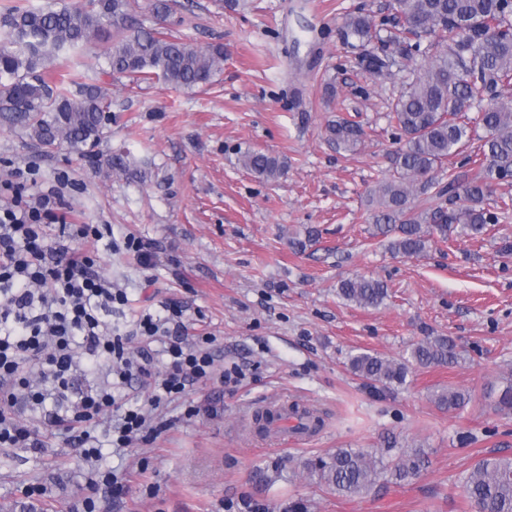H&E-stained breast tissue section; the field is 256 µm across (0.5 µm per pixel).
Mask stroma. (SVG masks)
Here are the masks:
<instances>
[{"mask_svg":"<svg viewBox=\"0 0 512 512\" xmlns=\"http://www.w3.org/2000/svg\"><path fill=\"white\" fill-rule=\"evenodd\" d=\"M136 0L135 25L164 28L197 47L221 46L210 84L176 88L163 79L136 84L103 75L110 39L73 52L75 69L102 88L112 112L106 139L91 147L48 148L24 121L0 114V207L17 172L30 193L61 187L59 215L102 233L96 269L126 289L130 306L103 313L130 335L134 312L183 309L181 332L210 336L216 369L238 363L234 387L197 388L163 409L170 428L152 442L113 448L108 422L94 431L96 467L132 472L128 493L100 489V512H237L241 497L263 512H471L462 478L486 457L512 458V413L495 409V392L512 378V181L483 203L497 224L480 237L462 231L407 258L374 235L368 193L398 147L385 119L422 56L372 73L364 49L341 31L352 14L389 17L391 0H171L167 19ZM363 124L356 150L336 152L326 126L336 117ZM279 156L287 167L263 180L239 162L246 149ZM124 155L126 170L110 167ZM318 238L305 250L292 237ZM137 238L150 259L126 251ZM372 277L384 303L344 301L342 280ZM428 336H447L458 364L411 367L403 385L373 388L350 366L367 352L408 356ZM468 392L457 411L435 397ZM303 400L323 416L319 432L287 439L255 430L267 403ZM198 409L186 416L188 406ZM38 426L43 449L0 446V512H80L87 464L58 428ZM425 449L429 467L396 485L377 482L353 498L310 477L307 460L339 448L376 451L386 441Z\"/></svg>","mask_w":512,"mask_h":512,"instance_id":"obj_1","label":"stroma"}]
</instances>
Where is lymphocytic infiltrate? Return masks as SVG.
Wrapping results in <instances>:
<instances>
[{
  "instance_id": "lymphocytic-infiltrate-1",
  "label": "lymphocytic infiltrate",
  "mask_w": 512,
  "mask_h": 512,
  "mask_svg": "<svg viewBox=\"0 0 512 512\" xmlns=\"http://www.w3.org/2000/svg\"><path fill=\"white\" fill-rule=\"evenodd\" d=\"M12 207L0 209V294L7 303L0 309V446L39 448L33 428L23 425L21 413L45 412L44 421L59 427L68 442L91 447L92 428L116 415L113 447L132 448L157 439L169 428L153 412L184 394L188 387L237 384L239 365L214 370L209 350L212 337L186 338L174 331L181 308L166 317L142 314L136 334L145 347L130 353L126 337L111 334L100 312L128 301L125 289L93 274L87 251L88 227L62 224L54 240L43 235V221L55 217L64 196L55 190L30 198L15 193ZM160 343L168 356L165 372H157L149 344ZM106 371V385L69 400L72 373L80 365ZM150 388L145 407H126L123 391L132 381ZM56 410L46 413L47 403Z\"/></svg>"
}]
</instances>
